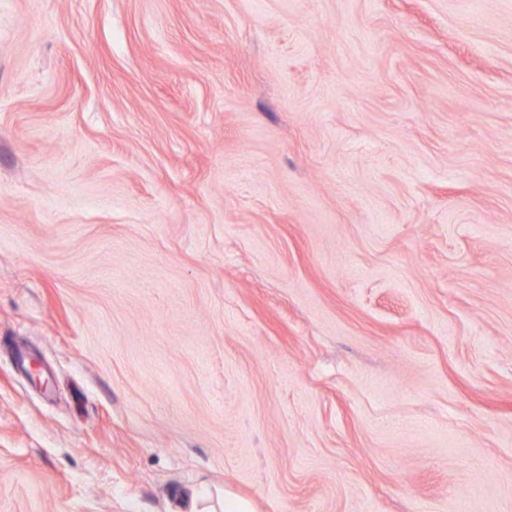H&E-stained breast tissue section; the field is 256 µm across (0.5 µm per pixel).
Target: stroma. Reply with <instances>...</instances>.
<instances>
[{"instance_id": "35a3bbf8", "label": "stroma", "mask_w": 512, "mask_h": 512, "mask_svg": "<svg viewBox=\"0 0 512 512\" xmlns=\"http://www.w3.org/2000/svg\"><path fill=\"white\" fill-rule=\"evenodd\" d=\"M512 512V0H0V512Z\"/></svg>"}]
</instances>
